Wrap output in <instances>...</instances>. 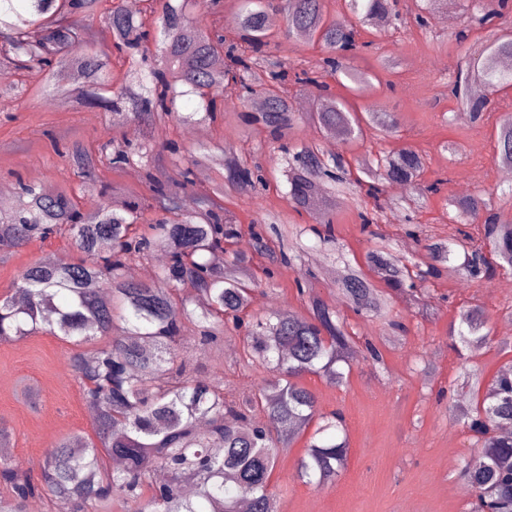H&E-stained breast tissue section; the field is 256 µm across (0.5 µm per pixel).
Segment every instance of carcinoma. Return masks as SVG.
Segmentation results:
<instances>
[{"instance_id":"obj_1","label":"carcinoma","mask_w":512,"mask_h":512,"mask_svg":"<svg viewBox=\"0 0 512 512\" xmlns=\"http://www.w3.org/2000/svg\"><path fill=\"white\" fill-rule=\"evenodd\" d=\"M102 0H0V99L21 93L22 71L38 67L54 98L78 102L91 111L110 112L121 125H132L137 142L115 137L92 148L81 141L63 146L78 193L65 187L25 181L17 184L12 209L0 212V253H9L51 234H69L83 257L54 266L34 263L18 275L13 292L0 295V342L47 332L72 346L69 366L83 387V402L93 417L94 436L79 431L47 449L39 478L17 463L0 460V512H28V504L52 497L55 512H278L273 475L280 452L307 436L295 476L318 486L336 480L345 468L348 443L340 413L320 410L316 395L299 379L315 374L341 385L344 368L359 358L374 363L381 353L376 338L360 334L336 307L309 298L307 314L288 318L276 313L246 315L259 283L250 273L253 257L227 250L241 231L228 218L227 190L266 187L262 166L239 155L225 158L224 181L183 203L193 188L195 169L209 152L224 145L187 149L177 142L156 143L159 128L214 124L224 117V98L246 101L263 96V107L247 112V126L259 125L280 139L298 120L288 99V84L313 94L308 119L324 137L350 142L371 121L388 135L397 127L389 112H353L336 98L327 78L344 76L369 87L372 74L350 65L358 49V27L379 16H393L397 0H343L346 13L329 19L325 0H241V35L226 41L218 21H195L200 0H150L144 12L131 14L121 4L98 15ZM283 17L285 32L315 40L327 51L314 66L291 71L265 55L275 35L267 26L270 9ZM100 16L110 44H102L91 20ZM512 57V31L502 29L480 51L466 55V68L453 81L460 105L478 120L488 99L470 93L473 85L492 90L512 86V69L500 59ZM121 79H109L113 64ZM196 99L188 112L178 100ZM288 202L296 209L325 194L329 185L343 194L368 185L374 205L360 213L361 230L376 238L383 217L386 185L399 183L415 193H438L443 180L420 186L422 157L414 150L380 152L346 169L341 154H324L317 144L283 145ZM182 165L181 179L164 176L162 154ZM115 169L136 165L151 192V208L163 217L150 219L136 194L124 208L106 203L108 187L97 188L99 165ZM494 161L512 165V113L500 116ZM455 224L483 223V243L466 231L449 239H426L423 257L412 262L377 246L366 253V266L344 263L336 290L355 315L382 319L394 298H411L418 287L441 273L490 280L494 267L512 268V224L503 223L490 200L481 195L448 197ZM336 250L332 220L302 227L295 251L266 235L265 225L250 222L254 250L282 265L295 266L308 246ZM226 254L224 266L211 256ZM165 256L159 282L129 280L131 264ZM450 330V346L462 360L463 387L469 405L455 409L481 448L482 464H465L460 478L475 492V512H512V436L499 428L512 424V364L492 382L467 364L464 351L492 341L484 308L459 311ZM240 334L239 364L256 384L251 394L229 397L222 379L197 376L196 352L188 336L206 353H217L224 336ZM101 346H87L94 336ZM114 457L120 469L107 467ZM160 468L167 480L154 483Z\"/></svg>"}]
</instances>
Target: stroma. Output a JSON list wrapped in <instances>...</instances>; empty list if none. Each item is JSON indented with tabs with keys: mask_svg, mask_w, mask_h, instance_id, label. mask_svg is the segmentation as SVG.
Here are the masks:
<instances>
[{
	"mask_svg": "<svg viewBox=\"0 0 512 512\" xmlns=\"http://www.w3.org/2000/svg\"><path fill=\"white\" fill-rule=\"evenodd\" d=\"M469 0H399L400 20L387 27L361 28L354 67L376 73L370 92L355 93L333 84L336 96L356 112L380 110L393 113L398 125L390 135L364 127L362 135L334 149L347 160L381 151L412 149L425 159L423 183L442 178L446 189L414 196L387 188L384 217L379 231L407 258L418 259L420 239L445 238L455 230L448 218V190L468 181L472 195L491 196L502 221L512 223V183L499 179L493 159L495 122L512 108V90L490 98L483 119L460 120L462 111L450 82L465 61L467 49L479 48L492 33L512 27V15L495 18L484 26L470 25ZM423 22H416V15ZM465 40H458V33ZM272 60L294 68L317 64L323 56L319 45L278 36L268 50ZM396 66L381 68V58ZM43 82L39 68L24 71L22 103L18 109L0 111V184L17 181L61 182L67 167L51 139L65 135L94 146L114 136L135 138L134 129L113 128L108 112L66 110L37 93ZM225 121L208 128L209 139L225 149H245L254 154L269 181L266 189L249 194L231 192L226 201L230 214L241 224L277 214L291 225L320 226L332 219L343 252L350 260H363L373 243L362 233L359 207L354 201L318 210L295 211L287 202L289 186L283 175L284 159L277 142L267 133L245 127L236 114L244 106L236 97L226 98ZM416 225L419 239L405 233ZM303 240L310 249L303 259L319 275L313 292L328 304H339L334 287L333 263L324 249L315 247L312 235ZM53 255L60 260L78 258L71 238L53 236L0 257V294L7 293L27 266ZM295 270L279 267L272 280L254 292L248 310L264 313L284 308L303 314L307 298L293 288ZM483 306L491 327L492 342L470 353L471 363L492 380L505 363H512V269L497 271L491 281L466 277L434 279L418 291L414 304L395 300L392 319L403 321L408 333L400 341H380L383 360L354 362L346 382L334 386L308 374L303 384L317 396L323 411H341L349 446L347 465L335 482L321 487L295 477L297 462L305 452L304 440L280 454L273 476L279 512H472L475 496L463 493L458 472L464 462L479 455L473 435L448 412L449 405L466 400L452 389L460 362L449 347L448 331L458 311L470 304ZM217 354L199 355V373L222 377L237 386L251 385L252 377L239 370L240 339L225 338ZM69 345L56 336L39 333L0 344V423L12 433V458L19 465L44 460L47 448L63 436L91 432L92 420L82 399V385L68 366Z\"/></svg>",
	"mask_w": 512,
	"mask_h": 512,
	"instance_id": "obj_1",
	"label": "stroma"
}]
</instances>
